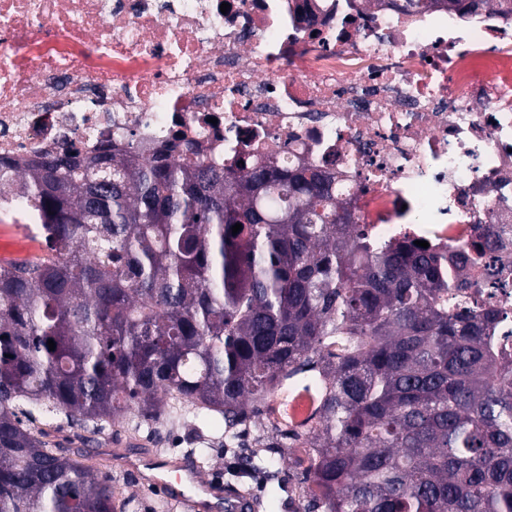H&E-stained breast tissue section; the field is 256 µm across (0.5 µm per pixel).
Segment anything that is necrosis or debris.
I'll return each instance as SVG.
<instances>
[{
  "instance_id": "obj_1",
  "label": "necrosis or debris",
  "mask_w": 512,
  "mask_h": 512,
  "mask_svg": "<svg viewBox=\"0 0 512 512\" xmlns=\"http://www.w3.org/2000/svg\"><path fill=\"white\" fill-rule=\"evenodd\" d=\"M228 11H221L222 2ZM173 142L336 174L376 238L512 226V16L402 0H0V158ZM312 390L267 420L297 432Z\"/></svg>"
}]
</instances>
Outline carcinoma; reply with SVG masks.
Returning <instances> with one entry per match:
<instances>
[{
    "mask_svg": "<svg viewBox=\"0 0 512 512\" xmlns=\"http://www.w3.org/2000/svg\"><path fill=\"white\" fill-rule=\"evenodd\" d=\"M171 151L0 161V219L47 249L0 264V512H137L48 428L247 426L305 366L307 512H512V317L478 300L512 281L494 225L381 243L312 164Z\"/></svg>",
    "mask_w": 512,
    "mask_h": 512,
    "instance_id": "cac0c4a2",
    "label": "carcinoma"
}]
</instances>
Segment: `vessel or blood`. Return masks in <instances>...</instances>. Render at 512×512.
I'll use <instances>...</instances> for the list:
<instances>
[{
	"instance_id": "vessel-or-blood-1",
	"label": "vessel or blood",
	"mask_w": 512,
	"mask_h": 512,
	"mask_svg": "<svg viewBox=\"0 0 512 512\" xmlns=\"http://www.w3.org/2000/svg\"><path fill=\"white\" fill-rule=\"evenodd\" d=\"M127 469L183 512H255L250 494L225 484L222 476H201L188 457L162 458L141 452L124 459Z\"/></svg>"
}]
</instances>
